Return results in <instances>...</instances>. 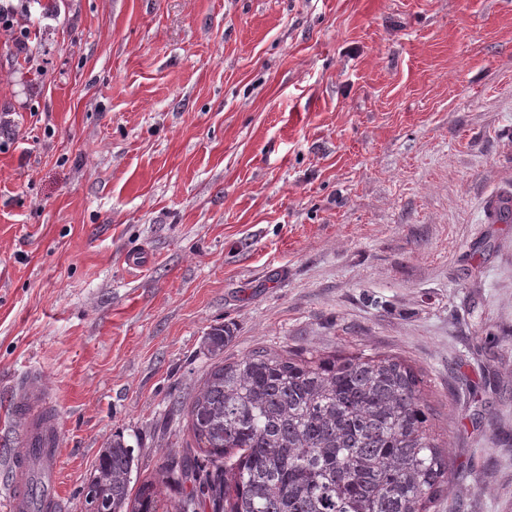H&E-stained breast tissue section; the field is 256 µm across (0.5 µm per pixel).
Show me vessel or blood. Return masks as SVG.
<instances>
[{
  "label": "vessel or blood",
  "instance_id": "obj_1",
  "mask_svg": "<svg viewBox=\"0 0 512 512\" xmlns=\"http://www.w3.org/2000/svg\"><path fill=\"white\" fill-rule=\"evenodd\" d=\"M30 372L11 386V409L20 423L21 447L8 465L6 512H59L63 432L50 391Z\"/></svg>",
  "mask_w": 512,
  "mask_h": 512
}]
</instances>
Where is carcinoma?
Segmentation results:
<instances>
[{
    "label": "carcinoma",
    "mask_w": 512,
    "mask_h": 512,
    "mask_svg": "<svg viewBox=\"0 0 512 512\" xmlns=\"http://www.w3.org/2000/svg\"><path fill=\"white\" fill-rule=\"evenodd\" d=\"M233 336L206 334L219 355ZM421 372L378 353H276L219 359L187 408L196 449L167 459L131 493L134 449L113 441L80 490L84 512H431L448 449L431 431Z\"/></svg>",
    "instance_id": "obj_1"
}]
</instances>
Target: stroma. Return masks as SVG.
Listing matches in <instances>:
<instances>
[{"mask_svg":"<svg viewBox=\"0 0 512 512\" xmlns=\"http://www.w3.org/2000/svg\"><path fill=\"white\" fill-rule=\"evenodd\" d=\"M0 30V473L14 378L64 512L123 438L152 478L224 354L420 369L451 475L512 512V0H32ZM149 261L130 271L129 254ZM10 2H18L14 5ZM30 10V0H1L0 28L12 32V44L18 53H24L31 58V31L27 26L20 25V19Z\"/></svg>","mask_w":512,"mask_h":512,"instance_id":"1","label":"stroma"}]
</instances>
